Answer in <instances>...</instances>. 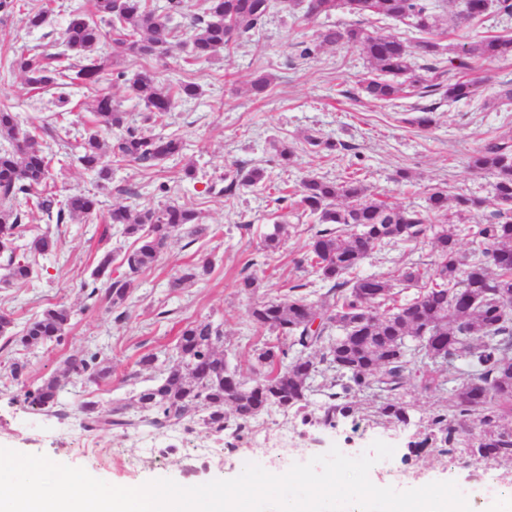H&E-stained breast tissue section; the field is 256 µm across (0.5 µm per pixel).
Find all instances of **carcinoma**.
Instances as JSON below:
<instances>
[{
  "mask_svg": "<svg viewBox=\"0 0 512 512\" xmlns=\"http://www.w3.org/2000/svg\"><path fill=\"white\" fill-rule=\"evenodd\" d=\"M270 0H202V8L187 13L186 0H166L157 9L149 0H92L86 15L74 9L63 35L60 53L15 54L10 72L34 90L76 83L93 86L109 62L130 55L161 59L179 37L176 20H187L190 31L182 46L193 61H208L221 52L248 42L264 29ZM304 9V15L328 16L339 8L360 17L408 18L422 34L415 45L395 36L380 35L360 25L345 29L328 27L296 43L299 58L314 59L326 47L359 48L372 64V76L363 91L369 98L387 102L404 88L424 83L442 90L451 101L471 98L475 81L448 87L438 82L436 65L420 73L414 53L435 58L443 47L437 39L440 0H283L281 8ZM512 17V0H463L456 14L469 24L489 9ZM22 15L29 31L42 28L47 7H30L23 0H0V19ZM112 37V59L99 54V45ZM462 52L470 58L512 56V36H486ZM78 63H71V59ZM131 94L144 105L143 127L125 125V112L111 96L95 100V124L75 140L73 151L82 168L99 183L112 180V163L135 162L143 167L182 155L184 143L177 135L152 133L163 124L176 101L203 95L193 81L176 88L142 71L126 78ZM39 141L22 127L13 107L0 104V268L7 279L25 283L37 274L38 260L57 251L58 239L50 229L24 224L36 209L56 224L89 220L98 212V200L76 194L59 198L53 177L54 154L50 142L61 129L41 126ZM119 130L111 145L105 135ZM476 172L493 176L492 199L454 197L458 211L492 205L475 235L483 246L481 256L469 258L459 248L458 235L466 228L448 223V191L434 189L421 208L400 207L374 198L357 178L330 180L309 176L302 180L299 199L292 204L314 216L304 262L309 273L329 285L317 300L316 290L302 285L287 289L285 297L256 303L249 318L256 330L270 338L252 354L253 375L230 368L221 344L224 330L208 321H192L179 332L176 353L164 372L125 400L106 407L87 398L80 404L81 425L87 432L152 429L193 430L198 424L222 437L227 430L241 434L260 417L272 412L291 415L303 424L334 428L361 413L357 398L372 395L378 402L368 411L369 420L385 427H405L415 418L406 400L408 390L420 389L437 397L424 416L423 431L409 442L415 455H450L464 448L476 463L512 460V145L494 142L469 159ZM266 170L241 167L219 193L236 187H267ZM106 222L134 247L121 258L126 272L112 276V252H104L91 279L81 288L89 300H105L118 309L129 299L134 278L159 259L168 238L184 231L199 236L208 227L199 213L176 203L161 207H112ZM285 225L276 224L266 234L262 248L245 268L267 265L283 246ZM428 238L437 257L428 272L406 264L401 281L422 283L410 298H400L390 280L360 276L357 270L371 255L388 246ZM213 269L203 256L184 267L171 283L181 288L205 279ZM74 317L73 308L54 304L45 308L21 330L9 315L0 314V338L25 349L60 346ZM465 376L456 383L453 372ZM111 375L107 358L93 348L68 356L63 378L53 377L36 386H24V402L51 411L59 404L62 379L74 377L98 385ZM321 396L311 408V396Z\"/></svg>",
  "mask_w": 512,
  "mask_h": 512,
  "instance_id": "obj_1",
  "label": "carcinoma"
}]
</instances>
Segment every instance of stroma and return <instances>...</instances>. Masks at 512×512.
Segmentation results:
<instances>
[{
    "instance_id": "1",
    "label": "stroma",
    "mask_w": 512,
    "mask_h": 512,
    "mask_svg": "<svg viewBox=\"0 0 512 512\" xmlns=\"http://www.w3.org/2000/svg\"><path fill=\"white\" fill-rule=\"evenodd\" d=\"M30 2L48 4L46 26L29 33L19 17L0 21V58L21 50L57 51L71 11L91 8V0ZM357 22V17L343 9L327 17L308 18L277 8L259 38L207 62L185 63V52L177 45L160 61L121 56L118 67L126 75L148 70L168 84L181 78L202 85L201 98L177 102L165 124L155 128L156 133L183 139L186 158L195 161L203 173L194 181L184 178L176 160L151 169L132 162L114 163L112 181L104 188L82 169L71 151L70 137L93 124L92 101L97 92L111 93L121 102L127 125L142 124L141 104L131 97L126 83L112 74H104L95 87L69 88L66 111L55 115L47 107L51 91H30L19 76L0 73V103L11 104L22 117L33 116L41 123L56 116L58 124L69 129L68 137L52 145L58 158L53 169L57 188L64 196H96L100 212L89 222L61 225L58 252L40 259L32 280L0 283V312L10 314L16 327H23L52 304L75 311L64 345L27 350L13 344L0 350V446L84 468L93 477L117 486L136 487L159 478L183 486L230 479L239 474V456L249 455L255 463H264L263 451L271 445L278 446L294 464L327 453L334 446L355 458L381 440L394 446L395 452L372 466L369 478L374 485L406 490L452 480L474 512H505V487L474 483L471 474L475 466L465 452L418 458L408 448L414 428H383L361 418L323 428L280 414L266 416L252 424L233 452L227 451L226 440L201 428L190 434L176 429L127 437L95 432L91 438L102 455L98 462L80 449L62 451L55 444L57 437L79 428L77 405L81 400L92 396L106 402L146 385L148 374L138 366L139 357L147 352H171L188 322L206 320L222 325L224 347L232 364L249 373L252 350L264 337L251 328L248 308L252 297L240 293L237 284L245 262L256 254L272 225L287 223L288 241L270 265L256 268L261 282L256 296L275 297L289 286L310 281L304 255L312 217L295 207L276 209L263 190L240 188L231 197L218 194V187L224 186L237 167L264 166L273 185L289 190L298 188L311 173L333 180L353 173L375 198L403 207L423 205L434 188L453 195L490 198V175L471 170L468 159L488 143L512 142V99L501 95L503 89L512 87V58L475 59L466 67L461 47L484 36L512 34V18L491 13L467 25L449 19L441 23L446 31V50L439 58L441 80L446 84L477 81L479 88L473 98L439 102L434 96L411 90L387 104L369 101L360 91L362 80L372 71L361 50L336 46L310 60L296 56V42L325 27L342 29ZM261 74L270 75L272 85L268 95L257 100L248 88ZM428 105L434 108L432 125H412L419 108ZM310 136L335 141L336 152L310 147L306 142ZM277 142L294 148L293 164L280 165L273 148ZM162 182L170 185V193L158 191ZM173 201L200 211L203 224L209 227L207 234L192 243L183 236L169 241L158 263L135 278L124 320H117L106 304L87 301L81 284L89 279L102 253L112 250L121 254L132 247L130 239L108 227L104 214L116 204L155 207ZM201 255L211 256L214 262L207 279L186 288H171L176 271ZM434 259L431 241L405 243L389 254L368 258L359 273L393 279L406 263L416 262L428 269ZM94 345L110 359L112 375L97 386L67 384L62 395L65 415L22 403L23 383L12 379V362L27 361L25 383H37L61 375L65 355ZM203 447L224 449L221 468H205L197 456Z\"/></svg>"
}]
</instances>
